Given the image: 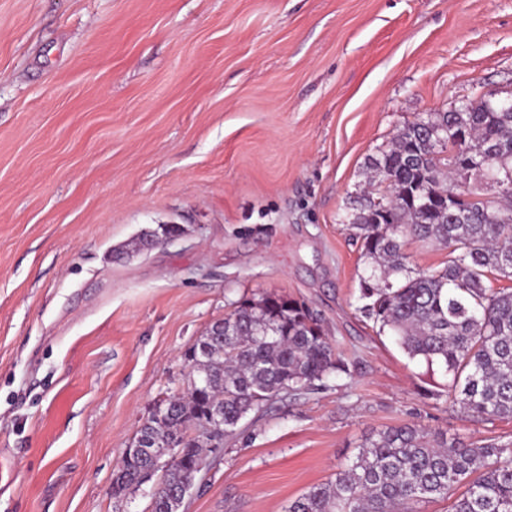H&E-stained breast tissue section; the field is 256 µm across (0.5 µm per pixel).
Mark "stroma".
Instances as JSON below:
<instances>
[{"mask_svg":"<svg viewBox=\"0 0 512 512\" xmlns=\"http://www.w3.org/2000/svg\"><path fill=\"white\" fill-rule=\"evenodd\" d=\"M489 90L512 0H0V512H150L114 470L264 294L348 370L244 420L185 512H285L391 426L512 440L362 317L344 223L399 128Z\"/></svg>","mask_w":512,"mask_h":512,"instance_id":"1","label":"stroma"}]
</instances>
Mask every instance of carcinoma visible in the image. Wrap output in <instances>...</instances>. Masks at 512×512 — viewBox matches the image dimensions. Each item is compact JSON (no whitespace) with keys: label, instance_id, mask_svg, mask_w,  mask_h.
Here are the masks:
<instances>
[{"label":"carcinoma","instance_id":"1","mask_svg":"<svg viewBox=\"0 0 512 512\" xmlns=\"http://www.w3.org/2000/svg\"><path fill=\"white\" fill-rule=\"evenodd\" d=\"M466 112H429L406 123L368 160L379 188L347 218L364 259L359 311L412 360L448 376V398L478 422L512 421V179L498 196L462 188L472 154L512 170V112L491 99ZM452 249L441 268L408 267L400 238ZM184 391L158 401L112 475L124 500L151 487V512H177L173 491L192 486L205 452L223 447L251 412L282 393L347 372L320 320L277 295L233 304L190 348ZM221 412L215 421L214 412ZM181 453L161 470L156 462ZM512 512V440L464 442L411 425L365 439L354 460L286 512Z\"/></svg>","mask_w":512,"mask_h":512}]
</instances>
